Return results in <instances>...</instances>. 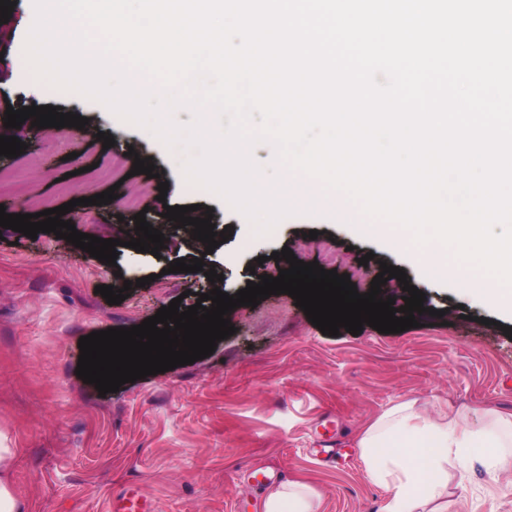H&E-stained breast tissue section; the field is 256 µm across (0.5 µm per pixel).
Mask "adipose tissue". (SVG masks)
<instances>
[{
	"mask_svg": "<svg viewBox=\"0 0 512 512\" xmlns=\"http://www.w3.org/2000/svg\"><path fill=\"white\" fill-rule=\"evenodd\" d=\"M359 446L370 478L391 492L381 512H447L449 469L468 472L477 459L512 469V413L486 410L476 429L467 414L431 415L401 402L362 430ZM265 512H315L313 493L299 481L280 485L268 493Z\"/></svg>",
	"mask_w": 512,
	"mask_h": 512,
	"instance_id": "ef3b65f1",
	"label": "adipose tissue"
}]
</instances>
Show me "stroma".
I'll return each instance as SVG.
<instances>
[{
    "label": "stroma",
    "instance_id": "35a3bbf8",
    "mask_svg": "<svg viewBox=\"0 0 512 512\" xmlns=\"http://www.w3.org/2000/svg\"><path fill=\"white\" fill-rule=\"evenodd\" d=\"M15 2L0 24V135L10 107H58L87 123L36 136L23 122L14 132L25 144L20 156H0V177L14 180L0 187V204L10 214H34V196L59 206L113 187L112 202L78 203L67 218L79 232L124 242L110 265L51 232L32 239L0 231V440L19 451L13 478L29 512H112L115 496L131 485L152 499L154 512H264L269 486L289 481L311 487L316 512H379L390 492L369 477L358 436L383 412L431 399L468 412L475 426L483 409L512 412V317L456 284H426L410 266L406 282L388 279L380 293L399 299L407 284L424 293L426 311L406 331L367 326L356 336H327L292 297L273 295L230 311L235 332L209 357L105 395L83 382L80 337L142 324L175 298L188 309L216 286L236 294L265 274L258 257L287 247L309 263L328 243L338 273L364 257L370 279L398 260L387 245L354 232L346 212L328 215L315 204H300L269 234H256L242 214L188 183L140 127L37 80L19 52L29 4ZM104 133L114 147H104ZM138 157L154 164L155 177L134 174ZM117 160L121 169L108 175ZM192 204L196 217L230 233L214 251L195 239L193 226L162 216L164 206ZM140 210L164 229L159 255L125 245ZM181 258L202 259V271L169 272ZM211 268L224 276L219 285L204 275ZM140 278L145 286H137ZM100 285L128 288L129 296L109 304L95 292ZM326 448L335 460L324 459ZM256 470L265 483H255ZM508 479L481 462L467 476L450 473L448 512H512L500 495Z\"/></svg>",
    "mask_w": 512,
    "mask_h": 512
}]
</instances>
